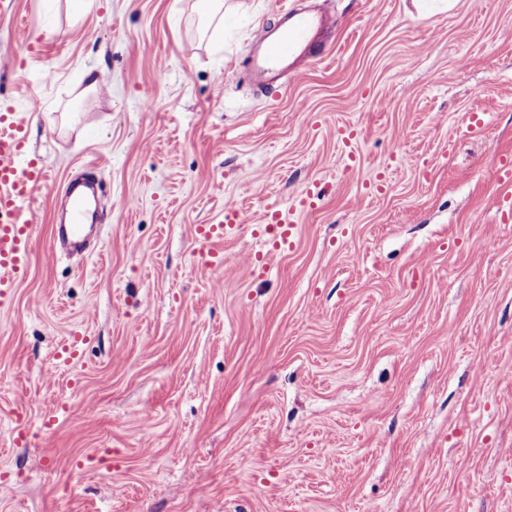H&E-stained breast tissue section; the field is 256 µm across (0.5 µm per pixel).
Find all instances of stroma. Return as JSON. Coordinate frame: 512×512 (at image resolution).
Listing matches in <instances>:
<instances>
[{"label": "stroma", "instance_id": "35a3bbf8", "mask_svg": "<svg viewBox=\"0 0 512 512\" xmlns=\"http://www.w3.org/2000/svg\"><path fill=\"white\" fill-rule=\"evenodd\" d=\"M282 2L224 0L217 41L203 0L0 14V103L40 95L26 152L49 176L0 311V512H512L495 176L512 156V0H296L333 16L329 49L262 92L249 44ZM23 25L43 55L20 50ZM85 171L107 195L99 240L48 261L57 199ZM312 184L321 199L296 207ZM228 200L291 210L296 244L263 280L246 229L203 265L194 228Z\"/></svg>", "mask_w": 512, "mask_h": 512}]
</instances>
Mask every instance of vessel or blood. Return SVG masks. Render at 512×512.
I'll list each match as a JSON object with an SVG mask.
<instances>
[{
	"label": "vessel or blood",
	"mask_w": 512,
	"mask_h": 512,
	"mask_svg": "<svg viewBox=\"0 0 512 512\" xmlns=\"http://www.w3.org/2000/svg\"><path fill=\"white\" fill-rule=\"evenodd\" d=\"M330 21L318 11H303L295 6L280 8L275 23L261 27L252 40L256 51L254 70L267 85L296 74L302 63L323 58L326 48L319 36ZM26 130L13 112L0 113V310L9 308L17 280L24 276L30 261L36 227L30 224L26 207L35 189L46 183L48 174L35 159L25 154ZM68 219L56 226L59 239L81 245L87 225L96 223V212L86 204V193L79 184L66 190ZM249 226L253 236L263 240L266 253L251 257L246 272L251 279L267 273L269 256L292 248L297 226L277 202L267 204L256 223H248L244 212L232 202L224 206V220L218 224H200L195 240L201 247L206 265L224 262L222 252L213 244L242 226Z\"/></svg>",
	"instance_id": "vessel-or-blood-1"
}]
</instances>
